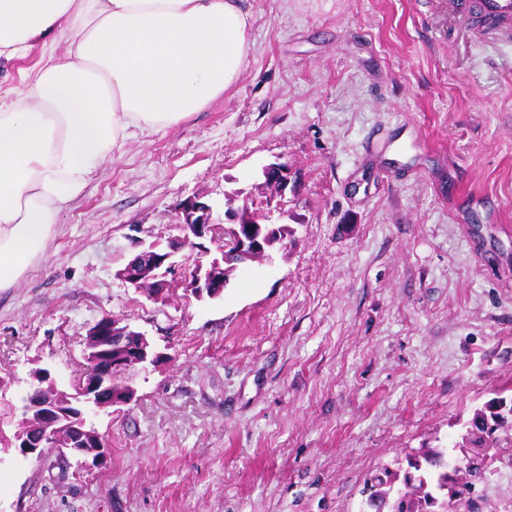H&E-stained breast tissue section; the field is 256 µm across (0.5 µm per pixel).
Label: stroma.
<instances>
[{
    "instance_id": "1",
    "label": "stroma",
    "mask_w": 512,
    "mask_h": 512,
    "mask_svg": "<svg viewBox=\"0 0 512 512\" xmlns=\"http://www.w3.org/2000/svg\"><path fill=\"white\" fill-rule=\"evenodd\" d=\"M439 2L247 0L237 82L128 140L60 214L0 290V512H375L374 476L460 457L474 412L512 400V41ZM233 194L288 245L221 297L117 279L193 196L216 228L173 262L219 256ZM106 315L164 358L121 374L133 400L93 418L106 456L64 474L18 452L22 407L35 370L79 379ZM506 469L489 457L482 512H512ZM262 176L265 184L274 188L276 193L282 195L288 188V172L284 165L280 163H270L262 168Z\"/></svg>"
}]
</instances>
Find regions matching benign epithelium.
<instances>
[{
	"mask_svg": "<svg viewBox=\"0 0 512 512\" xmlns=\"http://www.w3.org/2000/svg\"><path fill=\"white\" fill-rule=\"evenodd\" d=\"M265 184L281 194L288 188V172L280 163H270L262 168ZM224 211V219L231 222L235 253L250 257L265 255L274 241H283L285 226L259 224L255 222L248 206L233 207ZM183 236L169 245V251L161 252L150 246L145 248L116 273L123 283L136 289L152 285L151 295L161 297L172 286L167 279L172 264L171 256L185 249L202 247L200 240L212 232L213 208L201 197L184 200L180 204ZM229 253L222 251L219 258L208 265H197L186 282L191 293L202 298H216L222 294L229 281L226 268ZM85 368L82 379L73 387L63 389L55 382H47L48 372L38 378L36 386L23 407L25 427L17 436L21 455L41 460L54 452L56 460L70 457H92L98 459L105 453L101 434L89 422L87 415L94 408L126 405L133 397V389L123 385L117 387L112 381L116 373L125 372L135 366L157 362L160 354L155 352L146 334L130 325H120L106 316L90 325L85 338Z\"/></svg>",
	"mask_w": 512,
	"mask_h": 512,
	"instance_id": "7a95c632",
	"label": "benign epithelium"
}]
</instances>
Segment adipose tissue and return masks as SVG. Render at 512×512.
Here are the masks:
<instances>
[{
    "label": "adipose tissue",
    "mask_w": 512,
    "mask_h": 512,
    "mask_svg": "<svg viewBox=\"0 0 512 512\" xmlns=\"http://www.w3.org/2000/svg\"><path fill=\"white\" fill-rule=\"evenodd\" d=\"M245 0H0V59L62 54L0 97V289L126 140L178 125L248 64Z\"/></svg>",
    "instance_id": "1"
}]
</instances>
